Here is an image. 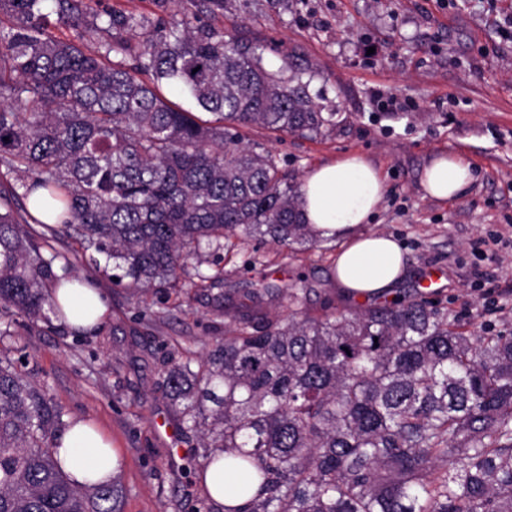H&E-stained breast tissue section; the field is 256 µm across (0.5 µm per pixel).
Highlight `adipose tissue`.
<instances>
[{"instance_id": "adipose-tissue-1", "label": "adipose tissue", "mask_w": 512, "mask_h": 512, "mask_svg": "<svg viewBox=\"0 0 512 512\" xmlns=\"http://www.w3.org/2000/svg\"><path fill=\"white\" fill-rule=\"evenodd\" d=\"M473 179L469 164L460 157L439 154L425 167L421 187L426 196L446 201L465 195ZM300 193L307 223L325 236L349 239L334 266L336 282L345 293L356 298L384 294L403 278L406 264L397 241L360 231L384 195V181L369 161L349 155L317 165L304 177ZM53 297L64 324L76 329H93L110 312L107 298L93 281L74 274L61 275ZM60 458L64 471L80 485L109 482L119 466L111 441L81 419L73 420L64 433Z\"/></svg>"}]
</instances>
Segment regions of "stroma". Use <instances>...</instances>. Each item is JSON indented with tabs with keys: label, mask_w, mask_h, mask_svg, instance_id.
<instances>
[{
	"label": "stroma",
	"mask_w": 512,
	"mask_h": 512,
	"mask_svg": "<svg viewBox=\"0 0 512 512\" xmlns=\"http://www.w3.org/2000/svg\"><path fill=\"white\" fill-rule=\"evenodd\" d=\"M228 32L266 44L270 67L296 51L316 71L310 92L337 105L327 136L275 140L259 127L251 140L275 150L297 177L319 163L359 154L377 167L385 194L372 233L394 237L406 258L398 294L438 278L433 301L481 333L512 330V0H233ZM445 153L463 157L475 179L460 198L425 197L420 176ZM345 244L293 250L250 241L226 254L224 291L240 295L264 281L310 287V307L343 297L334 259ZM110 298L100 331L76 334L59 323H22L1 348H25V371L44 382L68 419L112 439L122 460L115 479L121 512H195L185 469L192 437L179 425L166 386V343L197 353L223 336L224 320L203 295L160 322H142L144 302L115 285L112 267L81 266Z\"/></svg>",
	"instance_id": "35a3bbf8"
}]
</instances>
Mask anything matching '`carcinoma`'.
<instances>
[{
	"instance_id": "cac0c4a2",
	"label": "carcinoma",
	"mask_w": 512,
	"mask_h": 512,
	"mask_svg": "<svg viewBox=\"0 0 512 512\" xmlns=\"http://www.w3.org/2000/svg\"><path fill=\"white\" fill-rule=\"evenodd\" d=\"M0 0V338L51 322L55 266L112 262L147 294L224 286L220 251L315 248L295 177L243 129L314 139L339 113L315 73L217 22L229 0ZM72 31L61 39L51 27ZM62 205L33 230L27 201ZM75 238L68 257L53 245ZM263 283L224 313L203 358L170 351L166 384L193 469L224 460L247 496L224 512H512V333L485 336L416 292L352 310ZM265 296L273 309L254 311ZM0 354V512H120L118 484L76 485L70 426L47 386Z\"/></svg>"
}]
</instances>
